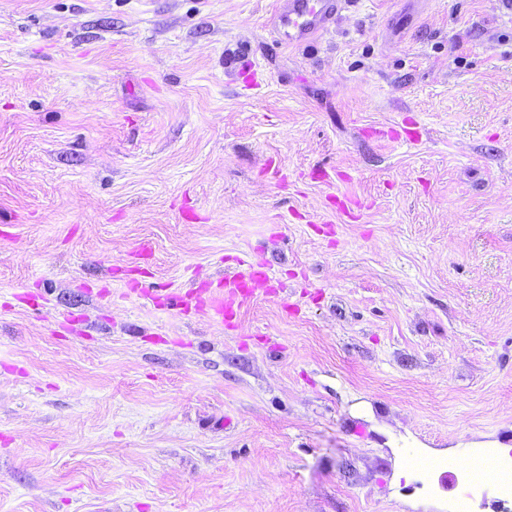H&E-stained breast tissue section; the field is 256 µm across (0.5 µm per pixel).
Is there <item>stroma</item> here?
I'll list each match as a JSON object with an SVG mask.
<instances>
[{
	"mask_svg": "<svg viewBox=\"0 0 512 512\" xmlns=\"http://www.w3.org/2000/svg\"><path fill=\"white\" fill-rule=\"evenodd\" d=\"M0 0V512H454L512 452V9ZM232 325L144 299L238 260ZM346 0H283L279 6L274 31L287 46H299L316 38L332 25ZM476 458L477 457L467 452L455 458L448 459V461H428L421 466L422 473L431 475L435 471H441L444 477H448V474H453V471H463L470 475L471 485L476 496H485L490 488L499 489L505 484H511V464L507 465L503 462L499 463L498 461L496 462L492 475L489 477L488 475L479 477L474 480L471 473L477 471V467L474 464V459Z\"/></svg>",
	"mask_w": 512,
	"mask_h": 512,
	"instance_id": "35a3bbf8",
	"label": "stroma"
}]
</instances>
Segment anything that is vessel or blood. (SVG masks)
Listing matches in <instances>:
<instances>
[{"instance_id":"vessel-or-blood-1","label":"vessel or blood","mask_w":512,"mask_h":512,"mask_svg":"<svg viewBox=\"0 0 512 512\" xmlns=\"http://www.w3.org/2000/svg\"><path fill=\"white\" fill-rule=\"evenodd\" d=\"M345 0H282L275 21L274 31L279 41L287 46H298L316 38L332 25L344 7ZM270 276L265 263L247 261L226 276L204 295L198 296L197 305L217 321L231 320L236 309L262 293L267 292ZM474 457L465 453L443 461H429L422 471L432 474L439 471L448 475L456 471L471 474L473 491L486 495L489 489L501 488L512 482V466L497 463L492 475L475 477Z\"/></svg>"}]
</instances>
